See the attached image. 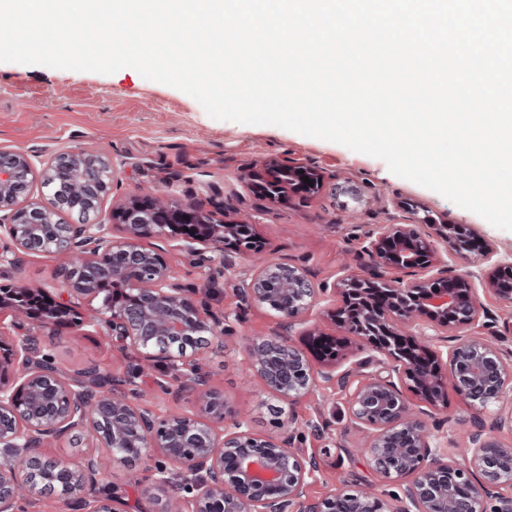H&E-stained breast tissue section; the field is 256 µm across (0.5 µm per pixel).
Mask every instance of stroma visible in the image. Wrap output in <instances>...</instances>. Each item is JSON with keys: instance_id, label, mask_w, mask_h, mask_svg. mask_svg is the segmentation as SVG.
Masks as SVG:
<instances>
[{"instance_id": "35a3bbf8", "label": "stroma", "mask_w": 512, "mask_h": 512, "mask_svg": "<svg viewBox=\"0 0 512 512\" xmlns=\"http://www.w3.org/2000/svg\"><path fill=\"white\" fill-rule=\"evenodd\" d=\"M0 148L26 152L38 164L70 148L111 158L118 178L102 205L101 219L107 224L114 201L146 186L173 191L184 200L206 197L227 210L249 214L267 249L305 270L317 284L336 280L345 268H359V242L378 225L409 220V213L396 206L405 199L419 204V216L435 224L466 225L492 242L501 257H512V231L498 229L441 194L396 176L380 159L275 125L214 119L193 97L130 67L100 74L0 63ZM283 156L322 168L325 183L313 197L295 196L269 208L241 175L251 163ZM146 244L164 253L189 298L230 315L222 334L201 355L202 373L224 396L225 418L246 417L252 432L261 436L289 432L295 452L316 464L307 481V497L368 491L393 508L407 482L372 469L349 419L350 397L369 369L361 364L366 352L357 337L327 318L334 302H321L304 324L290 327L274 311L241 303L234 295L233 284L252 271L248 258L236 257L230 272L215 276L181 250L177 239L151 237ZM60 264L53 254L21 255L19 269L0 270V285L53 281ZM312 329L342 343L345 357L337 361L336 370L344 381L320 385L293 400L273 394L246 364L248 347L280 336L302 349L317 368L321 362L308 335ZM41 348L68 374L95 365L113 376L132 378L137 404L167 413L191 406L192 394L183 387L175 362H145L91 328L63 326L42 335ZM412 405L423 411L427 427L447 440L449 458L456 464L466 462L461 438L465 424L491 427L493 437L512 445V430L495 426L496 408L470 405L452 392L436 403L416 398ZM92 450L99 457L101 475L87 487L85 499L109 495L117 512H160L152 480L161 461L158 455L139 461L145 480L135 488L126 482V466L107 450L93 449L89 437L77 443L61 437L39 454L74 466Z\"/></svg>"}]
</instances>
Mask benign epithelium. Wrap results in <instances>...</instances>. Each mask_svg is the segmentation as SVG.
Here are the masks:
<instances>
[{
    "label": "benign epithelium",
    "instance_id": "1",
    "mask_svg": "<svg viewBox=\"0 0 512 512\" xmlns=\"http://www.w3.org/2000/svg\"><path fill=\"white\" fill-rule=\"evenodd\" d=\"M116 177L113 162L84 149L59 151L40 167L23 151L0 149V267L18 268L21 254L60 256L62 275L54 282L35 287L20 282L12 291L76 295L90 308L75 314L73 324L105 329L112 340L147 359L184 361L194 410L164 414L137 405L121 391L106 390L109 376L101 370L91 383L45 368L38 338L42 322L1 293L0 315H11L13 331L0 325V347H6L0 357V512H10L35 476L59 466L37 457L34 449L61 434H86L114 455L131 443L135 454L125 456L130 463L154 452L175 464L190 497L167 506V512H330L334 493L304 501L311 470L291 450L290 435L257 436L238 417L224 424L223 395L198 371L195 356L229 314L219 318L184 296L172 266L142 244L153 236L182 237L184 250L219 272L231 269L237 255L252 257L256 266L237 289L239 297L270 308L278 295L284 303L278 313L290 321L300 320L322 296L357 302L373 352L362 365L379 370L356 387L348 412L364 434L375 471L386 478L411 477L393 512H486L490 490L512 488V476L499 468V458L512 456V447L490 437L482 425L463 432L467 464L448 461L447 443L413 415L393 380L395 374L411 375L409 364L393 345L378 340L382 334L396 336L430 358L432 370L419 386L409 385L414 394L431 389L440 397L450 387L473 405L499 404L512 414V359L493 340L474 337L445 352L437 348L448 332L480 326L485 312L479 289L512 302V261L498 257L492 243L483 242L481 249L489 269L459 273L439 255L434 238L455 251L472 232L450 223L430 225L433 234L418 224H382L361 243L365 273L348 269L333 285L317 287L298 267L267 255L249 215L226 213L218 219L202 202H182L158 189L117 204L112 219L122 235L112 236V225L99 215ZM324 179L319 168L291 158H270L243 174L270 205L294 193L314 194ZM37 187L40 201L33 198ZM186 224L200 229L186 232ZM399 269L415 277H393ZM111 278L129 285L130 301L116 306L99 297L98 283ZM97 299L101 305L95 307ZM247 362L271 392L288 399L336 378L330 370L314 369L300 349L282 339L252 343ZM416 457L429 465L414 467ZM98 475L97 458L89 454L55 496L66 503L79 500L87 512H114L107 499L83 500Z\"/></svg>",
    "mask_w": 512,
    "mask_h": 512
}]
</instances>
